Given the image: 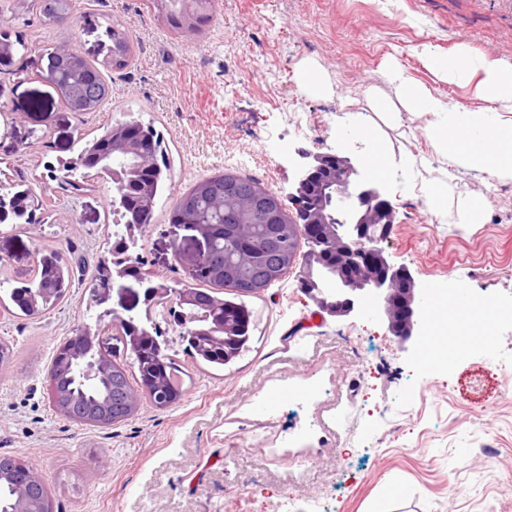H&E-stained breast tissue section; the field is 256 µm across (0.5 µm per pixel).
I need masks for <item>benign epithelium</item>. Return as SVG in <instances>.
I'll return each mask as SVG.
<instances>
[{
    "instance_id": "1",
    "label": "benign epithelium",
    "mask_w": 512,
    "mask_h": 512,
    "mask_svg": "<svg viewBox=\"0 0 512 512\" xmlns=\"http://www.w3.org/2000/svg\"><path fill=\"white\" fill-rule=\"evenodd\" d=\"M311 159L298 181L292 196L295 216L289 228L311 244L309 250L298 253L302 283L305 292L319 309L330 315H346L362 303L366 309L378 312L387 323L388 331L403 345L413 337L424 311V299L429 288H419L412 275L403 268L393 267L384 255L380 243L390 227L394 209L384 198L378 186L347 156L318 153L305 154ZM225 192L237 201V207L224 212L227 224L239 221L246 214L251 222L268 227L265 238L252 241L241 237L234 240L236 253L245 260L276 245L281 239L280 213L282 203L270 208L265 198L257 193H243L235 186ZM183 228L195 232V251L185 259L180 245L173 244L175 260L185 264L188 278L200 272L205 257L210 255L211 244L195 224ZM114 287L112 271L103 269L92 288L96 302L108 300ZM153 305L167 306L171 301L179 308L178 325L188 328L198 321H208L212 312L199 311L191 288H157L153 291ZM109 327L95 333L87 326L78 334L94 338L92 349L86 352L77 368L82 381L92 383L103 377L111 361L110 351L103 336ZM44 481L42 473L31 468L25 484L19 486L12 512H46L38 509L31 490Z\"/></svg>"
}]
</instances>
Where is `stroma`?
I'll use <instances>...</instances> for the list:
<instances>
[{"label": "stroma", "mask_w": 512, "mask_h": 512, "mask_svg": "<svg viewBox=\"0 0 512 512\" xmlns=\"http://www.w3.org/2000/svg\"><path fill=\"white\" fill-rule=\"evenodd\" d=\"M87 20L57 31L33 24L24 67L0 69V170L49 203L46 223L0 224V284L25 281L51 252L69 262L66 299L34 317L0 311V455H22L45 477L58 512H512V180L460 168L461 195L480 194V223L433 215L430 185L444 165L422 124L383 122L369 94H393L397 65L455 107L480 101L473 87L440 81L420 53L462 43L512 65V0H216L203 38L171 32L144 0H79ZM133 36L126 67L107 71L105 110L70 112L43 77L45 47L70 43L101 61L106 23ZM314 63L332 85L308 95L295 74ZM153 122L172 178L138 252L155 280L185 282L170 244L193 251L189 231L166 220L180 192L225 170L255 178L290 204L303 153L365 162L353 131L377 130L392 164L380 181L395 210L382 242L388 262L418 286L468 290L507 318L466 351L427 361V325L399 345L363 309L319 311L298 269L249 299L247 349L215 370L185 354L170 324L169 353L189 371L182 400L143 402L132 419L86 427L55 413L45 387L52 355L104 307L143 316L144 287L125 279L107 306L93 302L96 266L112 245V187L100 179L71 194L47 164L74 156L77 138L120 111ZM428 165L411 169L410 159Z\"/></svg>", "instance_id": "stroma-1"}]
</instances>
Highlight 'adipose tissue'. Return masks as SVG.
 <instances>
[{
  "label": "adipose tissue",
  "mask_w": 512,
  "mask_h": 512,
  "mask_svg": "<svg viewBox=\"0 0 512 512\" xmlns=\"http://www.w3.org/2000/svg\"><path fill=\"white\" fill-rule=\"evenodd\" d=\"M423 62L441 81L465 86L476 83L481 103L473 110L450 107L438 93L420 83L405 80L391 72L396 83L395 97L372 89L370 101L386 120L400 113L423 120L434 150L451 171L432 184L426 195L431 213L448 209L449 200L457 202V221L479 223L483 200L478 195L456 197L453 168L462 167L512 179V67L486 55H476L466 48L442 54L432 47L422 50Z\"/></svg>",
  "instance_id": "obj_1"
}]
</instances>
